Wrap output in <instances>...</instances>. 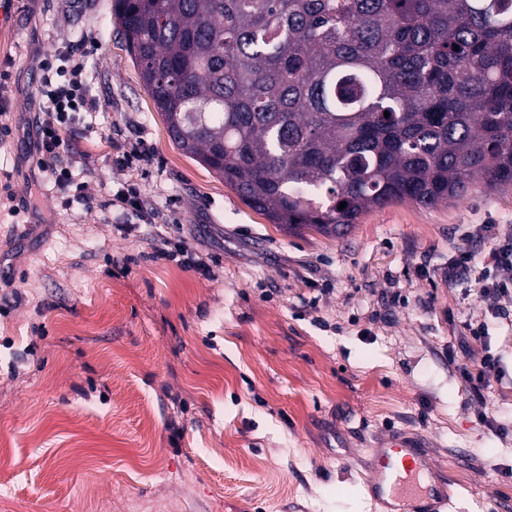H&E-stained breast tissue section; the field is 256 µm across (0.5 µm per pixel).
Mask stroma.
Segmentation results:
<instances>
[{"label":"stroma","instance_id":"1","mask_svg":"<svg viewBox=\"0 0 512 512\" xmlns=\"http://www.w3.org/2000/svg\"><path fill=\"white\" fill-rule=\"evenodd\" d=\"M0 27V512H374L363 449L433 450L454 512H512V316L475 286L512 233V187L397 202L354 231L288 234L177 149L125 49L114 0H13ZM97 129L66 151L96 200L127 183L161 210L63 207L41 169L40 62L70 34ZM142 141L132 171L114 145ZM201 274L154 259L164 238ZM463 253L468 274L453 270ZM487 320L479 342L462 324ZM502 373L480 398L463 377Z\"/></svg>","mask_w":512,"mask_h":512}]
</instances>
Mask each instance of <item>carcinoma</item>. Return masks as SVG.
<instances>
[{"mask_svg": "<svg viewBox=\"0 0 512 512\" xmlns=\"http://www.w3.org/2000/svg\"><path fill=\"white\" fill-rule=\"evenodd\" d=\"M115 9L172 143L290 235L512 186V0Z\"/></svg>", "mask_w": 512, "mask_h": 512, "instance_id": "1", "label": "carcinoma"}]
</instances>
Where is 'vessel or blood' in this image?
Instances as JSON below:
<instances>
[{
    "label": "vessel or blood",
    "mask_w": 512,
    "mask_h": 512,
    "mask_svg": "<svg viewBox=\"0 0 512 512\" xmlns=\"http://www.w3.org/2000/svg\"><path fill=\"white\" fill-rule=\"evenodd\" d=\"M360 463L367 493L382 512H444L450 494L425 442L397 439L387 448H368Z\"/></svg>",
    "instance_id": "obj_1"
}]
</instances>
